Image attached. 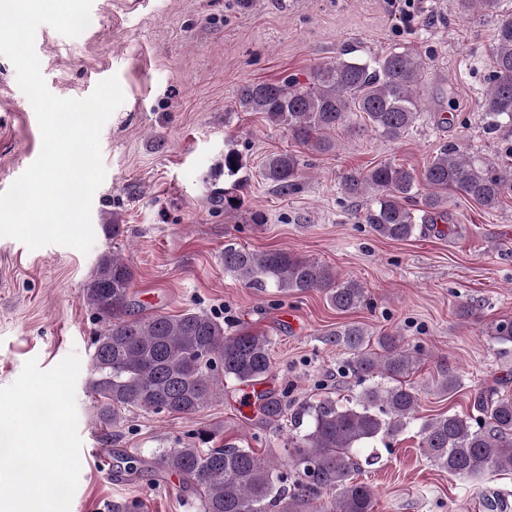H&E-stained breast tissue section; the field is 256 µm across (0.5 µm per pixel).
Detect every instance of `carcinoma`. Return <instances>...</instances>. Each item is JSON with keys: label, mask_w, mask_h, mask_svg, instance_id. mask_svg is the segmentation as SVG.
Segmentation results:
<instances>
[{"label": "carcinoma", "mask_w": 512, "mask_h": 512, "mask_svg": "<svg viewBox=\"0 0 512 512\" xmlns=\"http://www.w3.org/2000/svg\"><path fill=\"white\" fill-rule=\"evenodd\" d=\"M460 12L474 8L494 18L489 47L488 88L483 103L486 129L512 126V11L502 0H457ZM424 62L406 50H392L366 61H334L317 67L309 82L246 83L235 104L258 112L284 128L311 153L336 148L330 134L356 118L362 126L389 141L400 139L422 111L416 88ZM304 163L292 153H272L261 177L283 194L296 191ZM246 167L233 148L224 152V212L242 205L240 191ZM345 192L366 197L362 223L377 235L404 241L419 224L447 213L448 194L495 209L512 199V146L504 160L488 164L456 145H444L418 177L390 161L365 173L343 177ZM224 271L252 288L268 286L286 295L322 292L339 311L366 304L365 288L344 279L331 267L287 250L252 251L224 246ZM134 274L125 260L104 253L81 289L83 302L103 323L94 340L92 369L86 388L94 398L95 418L104 429L119 425L127 412L187 417L224 396V382L260 385L271 370L270 339L242 326L234 333L206 312L127 317ZM349 358L337 371L364 388L351 402L338 404L335 389L322 385L319 398L297 406L294 420L306 429L284 443L286 467L257 457L234 441L221 443L219 432L191 434L177 448H158L152 464L159 471L184 478L202 512H374L373 490L352 479L353 451L369 439L393 438L418 412L420 398L409 383L424 355L393 334L370 339L358 323L329 332ZM491 338L512 344V319L491 327ZM459 376L441 368V390L453 395ZM257 416L275 424L288 414L283 395L257 394ZM476 414L441 413L421 428L423 455L434 465L461 478L512 470V396L495 388L474 398Z\"/></svg>", "instance_id": "carcinoma-1"}]
</instances>
